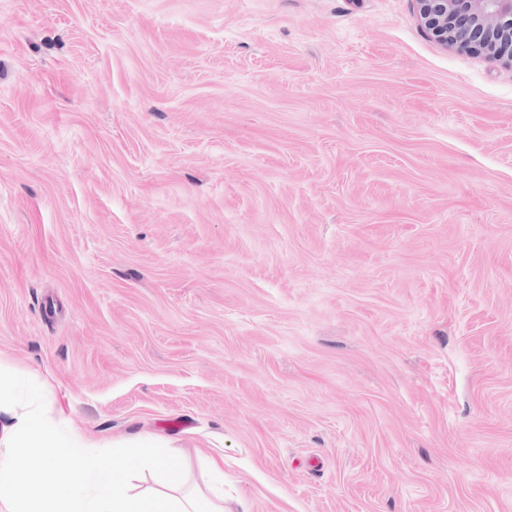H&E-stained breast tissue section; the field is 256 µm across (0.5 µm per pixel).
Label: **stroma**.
Wrapping results in <instances>:
<instances>
[{
    "mask_svg": "<svg viewBox=\"0 0 512 512\" xmlns=\"http://www.w3.org/2000/svg\"><path fill=\"white\" fill-rule=\"evenodd\" d=\"M0 353L224 512H512V65L414 0H0Z\"/></svg>",
    "mask_w": 512,
    "mask_h": 512,
    "instance_id": "stroma-1",
    "label": "stroma"
}]
</instances>
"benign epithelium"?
Here are the masks:
<instances>
[{
	"instance_id": "7a95c632",
	"label": "benign epithelium",
	"mask_w": 512,
	"mask_h": 512,
	"mask_svg": "<svg viewBox=\"0 0 512 512\" xmlns=\"http://www.w3.org/2000/svg\"><path fill=\"white\" fill-rule=\"evenodd\" d=\"M419 19L444 48L512 62V0H415Z\"/></svg>"
}]
</instances>
